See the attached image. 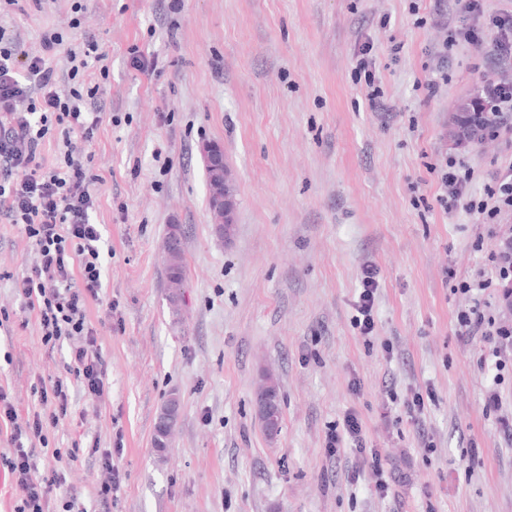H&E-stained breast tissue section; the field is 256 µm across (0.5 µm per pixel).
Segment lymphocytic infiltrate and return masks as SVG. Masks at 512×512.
Returning a JSON list of instances; mask_svg holds the SVG:
<instances>
[{
	"instance_id": "1",
	"label": "lymphocytic infiltrate",
	"mask_w": 512,
	"mask_h": 512,
	"mask_svg": "<svg viewBox=\"0 0 512 512\" xmlns=\"http://www.w3.org/2000/svg\"><path fill=\"white\" fill-rule=\"evenodd\" d=\"M462 8L471 21L449 30L439 60H447L465 42L512 63V11L484 17L482 0H463ZM62 44L59 34L44 36L41 55L22 63L14 47L0 46V212L10 223L22 225L36 247L28 272L15 280L14 289L26 307L36 312L42 342L53 346L68 341L76 381L90 399L100 400L109 386L97 348L98 332L88 317V305L102 289V235L92 222L95 198L90 191L98 176L71 136L76 133L81 140L92 141L103 115L88 105L97 94L96 87L76 89L63 97L55 84L60 66H69L75 75L102 57L91 44L79 51L63 50ZM477 107L491 117L489 132L505 127L512 120V82L488 85ZM55 130L61 135L62 161L49 168L42 145ZM434 171L440 189L436 201L445 212H452L463 204L473 173L463 157L451 155L440 159ZM475 208L489 224L511 214L512 171L492 178L484 200ZM456 319L460 336L481 338L491 345L493 354L512 347V328L479 306L459 311ZM38 403L40 408L32 417L18 422L7 392L0 389V420L12 425V452L4 464L19 492L15 512H50L52 494L65 481L59 470L40 474L33 447L47 444L48 428L67 415V381L58 378L41 385ZM343 448L370 456L375 489L387 494L385 462L377 449L366 447L363 424L356 414L344 417L341 428L329 436L325 451L332 457Z\"/></svg>"
}]
</instances>
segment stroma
Instances as JSON below:
<instances>
[{"mask_svg":"<svg viewBox=\"0 0 512 512\" xmlns=\"http://www.w3.org/2000/svg\"><path fill=\"white\" fill-rule=\"evenodd\" d=\"M466 21L456 0H184L177 13L169 0H28L22 12L0 0L20 57L58 33L68 49L97 43L108 68L87 78L64 67L57 82L63 95L97 83L104 115L83 150L100 176L90 191L103 288L88 314L110 392L98 401L71 385L70 412L34 449L40 473H65L54 512L70 500L83 512H512V351L491 357L456 321L474 302L459 283L487 271L498 239L478 212L437 206L431 171L462 153L478 198L512 166V131L463 148L454 121L459 100L511 81L512 66L463 43L447 84L423 90ZM366 43L378 112L354 72ZM208 142L233 174L229 241L213 233ZM172 224L184 235L178 323L162 262ZM34 256L0 218V387L22 420L41 383L69 374L67 344L42 343L12 288ZM369 265L379 286L364 337L353 315ZM266 372L283 413L273 440L255 409ZM173 391L182 413L162 455L154 424ZM495 393L500 408L486 409ZM416 394L425 408L413 419ZM349 412L385 458L387 497L361 457L324 453ZM95 445L111 449V468ZM114 475L119 489L102 497Z\"/></svg>","mask_w":512,"mask_h":512,"instance_id":"stroma-1","label":"stroma"}]
</instances>
